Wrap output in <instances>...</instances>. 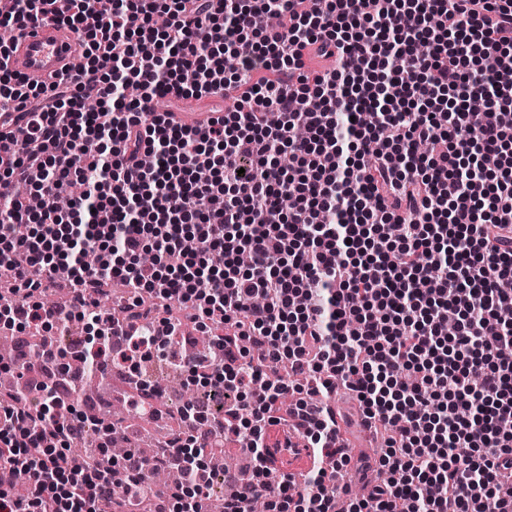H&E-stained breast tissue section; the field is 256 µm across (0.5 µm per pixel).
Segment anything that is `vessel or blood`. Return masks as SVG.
Returning <instances> with one entry per match:
<instances>
[{
  "label": "vessel or blood",
  "mask_w": 512,
  "mask_h": 512,
  "mask_svg": "<svg viewBox=\"0 0 512 512\" xmlns=\"http://www.w3.org/2000/svg\"><path fill=\"white\" fill-rule=\"evenodd\" d=\"M82 53L78 36L68 27L36 20L12 42L6 63L28 83L42 85L65 73Z\"/></svg>",
  "instance_id": "1"
}]
</instances>
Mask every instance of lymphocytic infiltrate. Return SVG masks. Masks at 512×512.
<instances>
[{
    "instance_id": "1",
    "label": "lymphocytic infiltrate",
    "mask_w": 512,
    "mask_h": 512,
    "mask_svg": "<svg viewBox=\"0 0 512 512\" xmlns=\"http://www.w3.org/2000/svg\"><path fill=\"white\" fill-rule=\"evenodd\" d=\"M284 15L291 27L277 25ZM39 18L73 29L86 63L38 87L0 51V113L23 123L0 153L11 186L0 276L16 295L0 331L80 322L91 376L136 373L182 327L144 309L149 294L199 331L223 322L177 364L235 404L221 431L172 439L150 459L116 463L103 448L91 464L73 452L82 417L53 389L23 406L0 397V512H98L104 498L113 512H201L206 461L229 434L245 441L251 477L231 479L224 512L258 498L265 512H337L321 460H349L327 405L340 385L364 421L391 430L378 460L389 480L344 512L409 501L512 512V433L498 427L512 419V324L500 318L512 310V0H8L0 11L20 30ZM313 55L335 68L309 71ZM129 84L138 98L124 97ZM232 86L236 109L202 127L154 108ZM489 151L499 167L485 173ZM76 182L68 212L29 209ZM112 282L129 293L117 314L100 303ZM291 392L293 415L310 421L304 493L268 466ZM164 466L182 481H148Z\"/></svg>"
}]
</instances>
